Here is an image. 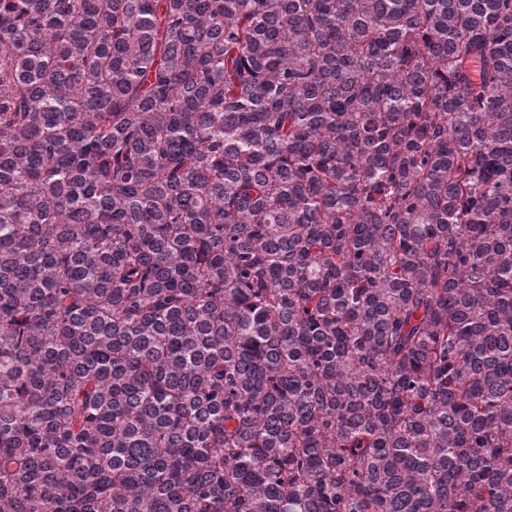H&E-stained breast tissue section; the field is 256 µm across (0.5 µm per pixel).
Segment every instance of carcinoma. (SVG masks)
I'll return each instance as SVG.
<instances>
[{
	"instance_id": "1",
	"label": "carcinoma",
	"mask_w": 512,
	"mask_h": 512,
	"mask_svg": "<svg viewBox=\"0 0 512 512\" xmlns=\"http://www.w3.org/2000/svg\"><path fill=\"white\" fill-rule=\"evenodd\" d=\"M0 512H512V0H0Z\"/></svg>"
}]
</instances>
